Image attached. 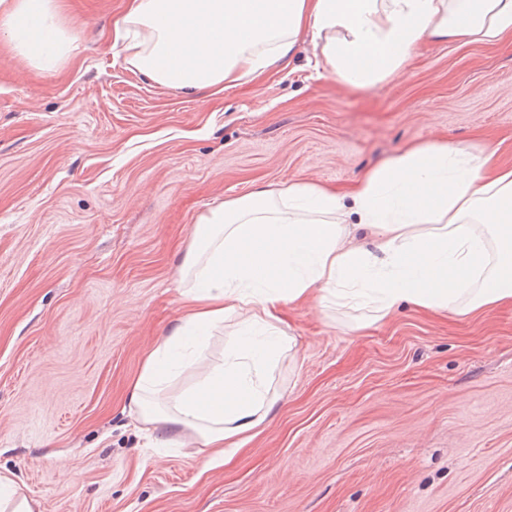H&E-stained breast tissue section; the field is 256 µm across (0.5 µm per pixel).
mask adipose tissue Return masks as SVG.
Listing matches in <instances>:
<instances>
[{
  "label": "adipose tissue",
  "mask_w": 512,
  "mask_h": 512,
  "mask_svg": "<svg viewBox=\"0 0 512 512\" xmlns=\"http://www.w3.org/2000/svg\"><path fill=\"white\" fill-rule=\"evenodd\" d=\"M115 37L137 72L186 93L260 78L303 43L338 83L364 87L405 77L428 43L512 40V0H128ZM71 44L57 0H0L13 56L53 71ZM177 286L184 312L147 352L129 414L162 446L220 457L279 401L273 374L296 346L283 305L352 311L358 329L405 303L459 317L512 305V165L492 146L428 140L346 191L255 185L200 217Z\"/></svg>",
  "instance_id": "1"
}]
</instances>
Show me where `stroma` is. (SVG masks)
Segmentation results:
<instances>
[{"label": "stroma", "mask_w": 512, "mask_h": 512, "mask_svg": "<svg viewBox=\"0 0 512 512\" xmlns=\"http://www.w3.org/2000/svg\"><path fill=\"white\" fill-rule=\"evenodd\" d=\"M60 4L79 48L57 71L0 53V471L37 512H512V307L404 305L357 333L286 309L281 398L226 462L128 413L201 216L435 138L512 163V42L428 44L368 88L305 64L213 97L130 66L125 0Z\"/></svg>", "instance_id": "obj_1"}]
</instances>
